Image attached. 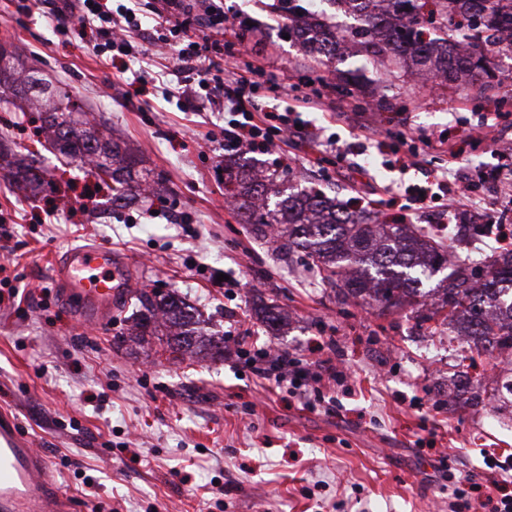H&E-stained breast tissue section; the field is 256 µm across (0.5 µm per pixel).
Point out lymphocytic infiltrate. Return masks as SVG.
Wrapping results in <instances>:
<instances>
[{"label": "lymphocytic infiltrate", "mask_w": 512, "mask_h": 512, "mask_svg": "<svg viewBox=\"0 0 512 512\" xmlns=\"http://www.w3.org/2000/svg\"><path fill=\"white\" fill-rule=\"evenodd\" d=\"M151 34H143L142 26L128 7L111 8L101 0H52L54 16L59 21L72 18L95 24L99 41L95 54L109 60L111 52L126 54L133 39L148 37L150 42L169 45L176 54V69L165 96H172L193 111L227 112L230 118L221 131H208V142L218 143L222 150H266L274 147L277 134L309 138L312 128L297 123L285 112L262 111L250 104L251 82L232 76L230 70L213 58L220 47L215 40L224 28L223 0H161ZM249 332L233 336L232 353L243 359L260 378L273 381L277 388L313 408L324 400L320 388L323 375L341 380L343 371L330 360L318 359L308 364L288 358L287 354L270 355L262 347L249 348Z\"/></svg>", "instance_id": "1"}]
</instances>
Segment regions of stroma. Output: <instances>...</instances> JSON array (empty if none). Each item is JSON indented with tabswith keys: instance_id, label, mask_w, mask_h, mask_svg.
Masks as SVG:
<instances>
[{
	"instance_id": "obj_1",
	"label": "stroma",
	"mask_w": 512,
	"mask_h": 512,
	"mask_svg": "<svg viewBox=\"0 0 512 512\" xmlns=\"http://www.w3.org/2000/svg\"><path fill=\"white\" fill-rule=\"evenodd\" d=\"M45 0L16 14L0 0V44L48 85L67 84L86 111L144 156L163 190L129 209L105 205V190L70 166L60 209L51 190L24 195L0 173V409L51 457L60 491L80 512H468L492 494L491 476L512 478V365L459 345L447 326H421L412 303L385 311L326 288L304 252H276L224 206V153L198 134L224 122L214 112H182L164 101L137 59L102 62L95 26L72 20L58 33ZM235 23L220 43L235 71L255 80L258 107L285 109L304 99L302 117L349 147L344 161L319 143L289 138L258 159L287 158L297 188L362 198L385 218L448 168L431 152L406 164L413 137L427 134L459 147L458 170L490 175L500 163L491 144L471 140L485 121L512 139V51L495 53L498 86L417 87L410 78L365 72L362 89H335L284 39L256 0H224ZM252 20L274 52L278 80L260 76ZM381 133L359 141L361 112ZM33 114L0 106V137L37 153L46 170L59 161L37 143ZM115 247L134 286L192 306L201 327L223 336L244 320L254 340L307 358L332 356L347 380L327 384L317 408H303L236 359L175 360L165 342L126 340L131 306L115 302L97 328L79 327L50 274L51 258L70 247ZM234 287L218 282V275ZM19 297H12L11 287ZM275 306L289 321L279 331L257 316Z\"/></svg>"
}]
</instances>
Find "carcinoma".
I'll return each mask as SVG.
<instances>
[{
	"label": "carcinoma",
	"instance_id": "cac0c4a2",
	"mask_svg": "<svg viewBox=\"0 0 512 512\" xmlns=\"http://www.w3.org/2000/svg\"><path fill=\"white\" fill-rule=\"evenodd\" d=\"M350 15L349 26L309 9V0H272L270 12L305 55L334 65L339 82L360 83V70L339 65L358 55L387 76L435 78L470 85L493 77L494 59L483 53L502 45L501 34L512 32V0H330ZM32 76L25 65L8 71L0 67V101L17 112L42 115V147L87 167L95 178L111 180V203L122 207L155 191L149 172L138 167L133 149L107 134L105 125L89 118L64 91L40 97L31 91ZM36 160H4L17 188L36 194L52 185ZM285 172L256 169L240 158L224 163V193L237 208L239 223L257 233L275 234L274 243L288 252L301 249L316 262L323 284L360 304L397 309L424 297L425 280L443 274L442 288L432 305L448 310V319L470 317V335L484 353L512 352V251L486 258L485 273L466 260L452 269L448 249L402 223L377 222L365 212L336 205L319 190L277 189ZM143 312L131 332L142 336L150 327L167 331L168 345L194 355L208 342L211 353L224 356V341H208L194 327V316L169 295L131 291Z\"/></svg>",
	"mask_w": 512,
	"mask_h": 512
}]
</instances>
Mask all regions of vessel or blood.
I'll return each mask as SVG.
<instances>
[{"label":"vessel or blood","instance_id":"obj_1","mask_svg":"<svg viewBox=\"0 0 512 512\" xmlns=\"http://www.w3.org/2000/svg\"><path fill=\"white\" fill-rule=\"evenodd\" d=\"M63 301L77 318L96 324L112 310L124 286L123 268L111 247L80 246L53 264ZM0 512H71V502L56 488L46 451L32 447L14 417L0 413Z\"/></svg>","mask_w":512,"mask_h":512}]
</instances>
